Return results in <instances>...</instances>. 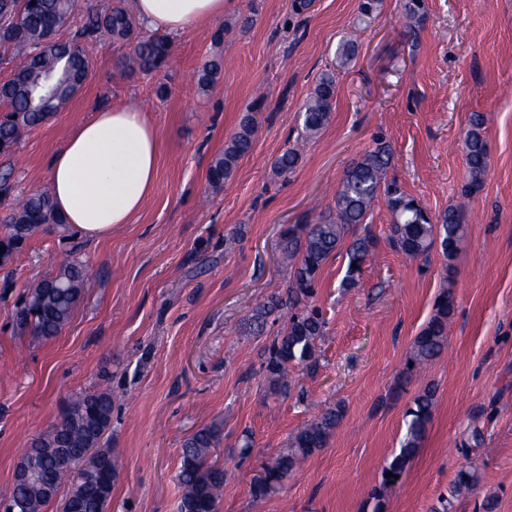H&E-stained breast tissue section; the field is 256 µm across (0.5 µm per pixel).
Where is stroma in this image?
<instances>
[{"label":"stroma","mask_w":512,"mask_h":512,"mask_svg":"<svg viewBox=\"0 0 512 512\" xmlns=\"http://www.w3.org/2000/svg\"><path fill=\"white\" fill-rule=\"evenodd\" d=\"M357 6L314 0L296 16L291 0H229L223 46L213 41L215 24L200 25L174 37V69L153 75L128 73L122 44L86 40L92 74L81 93L15 153L0 154V174L24 195L47 188L50 156L95 107H139L161 137L156 190L132 223L97 244L46 224L0 263V495L25 449L69 402L111 389L124 401L107 433L119 469L106 512H177L180 448L211 425L227 479L217 512H367L404 433L405 409L432 384L433 418L401 482L388 489L386 512H432L471 460L480 482L448 512H483L488 497L495 512H512V0H427L413 36L402 0H384L360 31ZM354 31L358 57L336 75L329 124L304 145L296 173L276 179L272 163L294 143L303 101ZM219 49L224 74L200 94L193 73ZM258 99L253 148L213 190L209 166ZM475 112L488 117V168L465 210L453 274L439 250L417 259L394 250L391 214L377 204L367 220L376 257L355 287L340 286L342 251L319 276L315 302L327 328L318 366L300 372L304 397L270 394L261 368L267 339L244 335L243 326L289 284L281 231L329 206L346 166L379 134L394 147L390 177L443 214L466 180L460 141ZM70 258L85 264L86 277L69 324L52 338L20 330L22 294ZM447 286L456 302L448 347L400 384L412 341ZM339 403L346 414L327 445L274 494L254 498L250 483L262 466ZM246 435L253 446L244 456Z\"/></svg>","instance_id":"obj_1"}]
</instances>
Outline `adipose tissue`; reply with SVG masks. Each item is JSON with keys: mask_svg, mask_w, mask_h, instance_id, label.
<instances>
[{"mask_svg": "<svg viewBox=\"0 0 512 512\" xmlns=\"http://www.w3.org/2000/svg\"><path fill=\"white\" fill-rule=\"evenodd\" d=\"M225 0H133L146 26L180 35L224 17ZM160 136L141 109L96 108L78 123L51 157L49 186L54 205L78 236L101 242L131 223L154 194Z\"/></svg>", "mask_w": 512, "mask_h": 512, "instance_id": "ef3b65f1", "label": "adipose tissue"}]
</instances>
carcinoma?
I'll return each instance as SVG.
<instances>
[{"label": "carcinoma", "mask_w": 512, "mask_h": 512, "mask_svg": "<svg viewBox=\"0 0 512 512\" xmlns=\"http://www.w3.org/2000/svg\"><path fill=\"white\" fill-rule=\"evenodd\" d=\"M78 8V0H28L20 10L0 9V49L17 60L11 77L0 84V153L14 151L27 133L61 111L80 91L91 72V61L82 39L86 36H107L128 48L125 68L131 72H161L174 61V49L164 36L139 37L133 15L124 0H114L101 7L88 5L83 24L66 41L57 33L70 26ZM383 0H360L357 25H367L381 13ZM403 16L408 32L426 16L425 0H404ZM357 55L356 41L345 36L336 50L335 67L321 72L312 92L300 107L301 129L292 147L273 163L274 175L284 181L292 176L301 159L300 144L313 139L330 121L336 100V70L351 65ZM224 70V58L216 56L196 71L199 93H207ZM486 119L472 114L461 137V148L467 163V183L462 196L479 193L488 167L485 135ZM255 134L253 116L246 114L209 167L208 181L219 189L228 182L240 159L249 153ZM394 151L390 141L380 135L359 158L351 161L343 172L333 204L312 224H291L283 229L278 244L282 263L290 267V284L286 291L275 292L252 311L245 324L249 336H263L279 326L276 336L266 347L262 369L274 393L291 390V372L296 367L312 369L318 362V342L325 335L327 322L319 307L313 304L315 286L325 261L337 251L345 250L348 259L344 285L351 288L362 266L373 255L376 239L368 232H357L366 223L376 202L384 199L392 216L390 244L408 257L428 255L439 247L446 270L453 268L466 236L463 211L450 206L437 220L414 197L405 193L396 180L387 179ZM50 192L44 190L19 200L3 220L4 237L0 239V261L10 260L28 237L44 224H60ZM84 270L71 261L60 265L57 272L28 290L18 313L22 330L37 336L53 337L69 324L82 296ZM455 311L451 289L436 299L434 313L413 339L410 365L406 373L438 358L448 344V322ZM436 388L425 386L410 402L404 414L405 432L398 452L392 454L382 478L371 497V512H385V492L398 483L415 456L435 407ZM116 394L108 390L85 393L71 401L60 418L25 450L21 460L29 462L31 474L22 485H12L8 499L16 512H43L53 500L45 486L51 480L56 488L68 486L60 501V512H68L67 500L78 496L83 500L82 512H106L112 497V485L102 489V477L117 476V461L107 448L106 432L112 422ZM344 410L338 406L322 413L296 436L293 448L279 455L252 482V493L264 498L282 484L291 471L312 452L325 447L339 426ZM219 445L217 433L201 428L182 444L179 453L177 480L182 488L179 512H217V503L224 492V470L214 467L211 458ZM67 448L79 466L72 473L60 464V449ZM479 483L473 469L463 467L449 487L448 496L441 497V508L447 512L448 497L463 490H472Z\"/></svg>", "instance_id": "cac0c4a2"}]
</instances>
